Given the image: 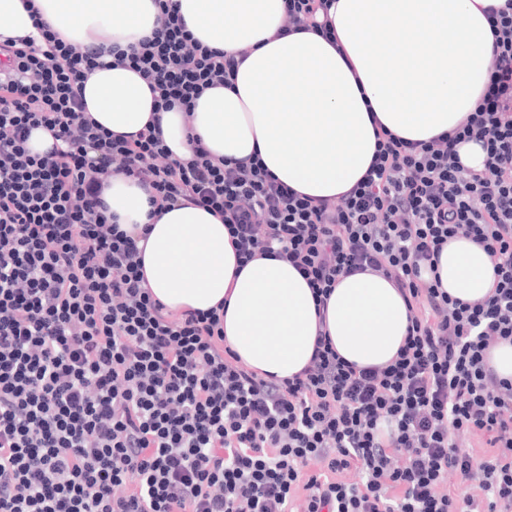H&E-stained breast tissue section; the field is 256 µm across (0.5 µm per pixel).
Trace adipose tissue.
<instances>
[{"label": "adipose tissue", "instance_id": "ef3b65f1", "mask_svg": "<svg viewBox=\"0 0 512 512\" xmlns=\"http://www.w3.org/2000/svg\"><path fill=\"white\" fill-rule=\"evenodd\" d=\"M43 20L74 47L125 50L149 36L154 0H33ZM505 0H336L340 46L312 33L275 38L285 0H178L190 33L213 49L252 47L234 88L204 90L192 114L162 113L174 157L190 155L191 136L242 162L259 154L294 190L337 197L367 171L374 122L395 135L426 141L454 129L473 111L489 76L493 35L484 13ZM87 114L114 133L143 129L154 108L147 83L130 68L97 69L82 87ZM104 198L123 229L151 224L143 271L168 309L205 311L226 302L224 340L257 373L292 377L309 362L319 330L338 354L361 366H384L407 335L408 308L381 275L343 278L325 314L311 289L283 260L258 258L237 269L221 219L179 203L149 220L146 191L112 180ZM450 296L485 297L495 279L479 245L449 241L440 255Z\"/></svg>", "mask_w": 512, "mask_h": 512}]
</instances>
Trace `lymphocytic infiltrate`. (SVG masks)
I'll return each instance as SVG.
<instances>
[{
    "label": "lymphocytic infiltrate",
    "instance_id": "obj_1",
    "mask_svg": "<svg viewBox=\"0 0 512 512\" xmlns=\"http://www.w3.org/2000/svg\"><path fill=\"white\" fill-rule=\"evenodd\" d=\"M333 0H287L279 35L337 42ZM139 46L77 50L43 21L0 43V512H512V0L488 12L489 80L459 126L427 141L376 125L363 178L336 198L280 182L259 158H174L159 113L234 87L251 54L202 45L176 0H156ZM149 84L136 135L86 114L106 56ZM54 139L43 154L33 129ZM479 143L482 170L460 143ZM132 179L153 211L181 201L223 220L241 263L288 261L325 305L341 278L382 275L410 324L395 358L357 367L319 332L309 364L260 376L224 344V307L169 310L145 285L138 238L103 198ZM481 246L491 292L438 280L448 241ZM318 464L309 472L310 464ZM361 479L341 480L346 470ZM489 361L501 377L512 378V344L498 345L489 354Z\"/></svg>",
    "mask_w": 512,
    "mask_h": 512
}]
</instances>
